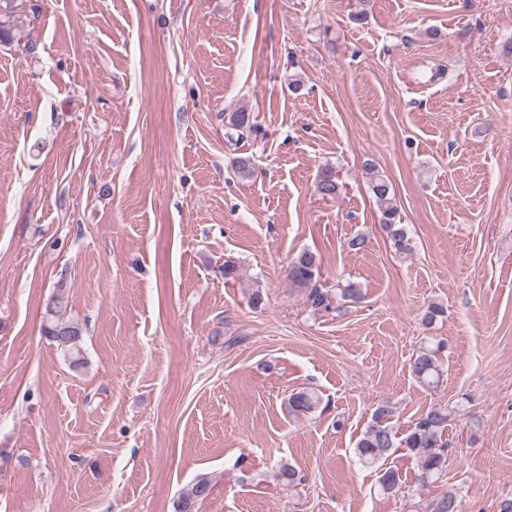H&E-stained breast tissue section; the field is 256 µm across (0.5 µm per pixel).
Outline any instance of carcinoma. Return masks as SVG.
<instances>
[{
    "mask_svg": "<svg viewBox=\"0 0 512 512\" xmlns=\"http://www.w3.org/2000/svg\"><path fill=\"white\" fill-rule=\"evenodd\" d=\"M228 128L231 129L228 141L237 145L247 135L257 131V124L252 113L241 110L230 114ZM365 168L369 175L371 191L382 213V224L393 246L398 251L408 250V232L405 225L397 222V207L391 195L390 183L379 173L375 164L368 162ZM315 189L324 200L336 199L341 190L336 168H321L316 177ZM318 273L317 254L304 250L291 261L288 277L294 284L309 288L307 301L313 310L328 312L332 310L331 297L328 292L316 285ZM65 288L64 282H58L56 290L45 305L47 325L44 332L62 348L77 351L82 338L81 329L59 316V312L66 306ZM362 297V288L357 283L349 281L338 285L336 299L356 303ZM443 350L444 345L441 343L420 347L411 365V372L421 386L435 388L442 382ZM320 404L321 397L312 389L296 391L288 398L290 410L301 415L316 411ZM392 417L393 408L388 405H380L375 409L371 422L357 443L359 461L366 466H374L389 451L401 446L415 460L421 486L424 487L439 479L446 470L448 452L451 448V441L446 436L451 417L448 408L439 404L429 407L401 439L391 425ZM378 485L380 492L393 495L401 489L400 476L397 472L387 469L379 475ZM208 493L209 482L204 478L199 479L180 496L176 503V512H192L194 503L206 498ZM425 512H461L457 494L446 492L431 500Z\"/></svg>",
    "mask_w": 512,
    "mask_h": 512,
    "instance_id": "cac0c4a2",
    "label": "carcinoma"
}]
</instances>
